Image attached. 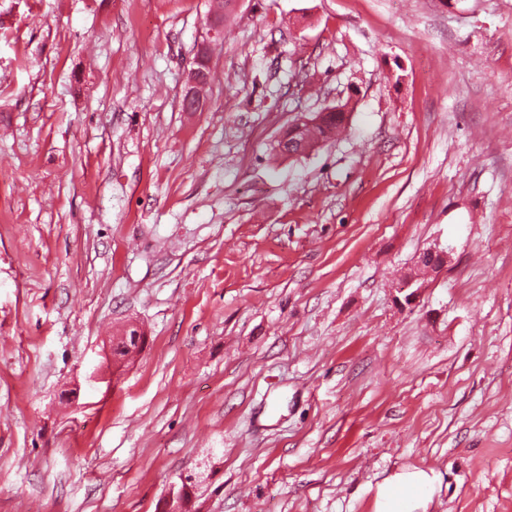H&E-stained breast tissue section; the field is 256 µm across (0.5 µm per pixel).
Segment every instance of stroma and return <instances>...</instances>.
Returning a JSON list of instances; mask_svg holds the SVG:
<instances>
[{
	"label": "stroma",
	"mask_w": 512,
	"mask_h": 512,
	"mask_svg": "<svg viewBox=\"0 0 512 512\" xmlns=\"http://www.w3.org/2000/svg\"><path fill=\"white\" fill-rule=\"evenodd\" d=\"M209 10L0 0V512H512V0ZM206 85L200 69L192 62L189 70V86L184 96V104L189 105L191 110H198L201 105V91ZM334 112H316L310 116L311 122L305 115L299 116L296 122H303L288 127L285 138L289 143H295V150L300 145H313L332 138L346 120V112L342 106H334ZM307 141H312L309 143ZM112 346L113 357L119 360H129L134 354L140 352L144 343V336H141L137 329L131 328L127 330Z\"/></svg>",
	"instance_id": "obj_1"
}]
</instances>
